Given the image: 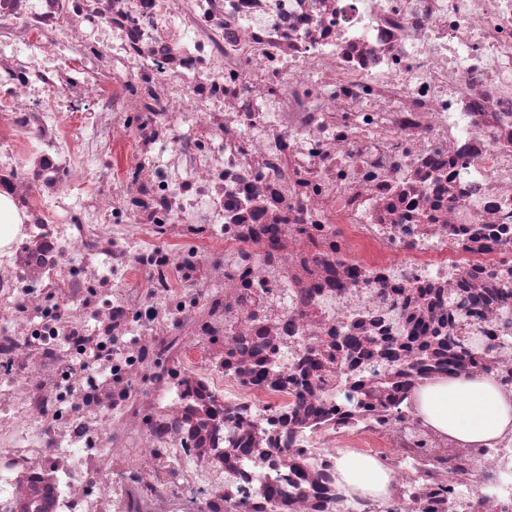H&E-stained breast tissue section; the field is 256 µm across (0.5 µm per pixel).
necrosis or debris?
Instances as JSON below:
<instances>
[{"label": "necrosis or debris", "instance_id": "obj_1", "mask_svg": "<svg viewBox=\"0 0 512 512\" xmlns=\"http://www.w3.org/2000/svg\"><path fill=\"white\" fill-rule=\"evenodd\" d=\"M2 197L0 512H512V0H0ZM416 397L426 423L464 444H485L512 432V397L490 377L459 375L421 388ZM340 473L350 489L366 495H377L384 492L391 482V477L387 472L367 459L347 460L342 464Z\"/></svg>", "mask_w": 512, "mask_h": 512}]
</instances>
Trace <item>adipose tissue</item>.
<instances>
[{"label": "adipose tissue", "instance_id": "ef3b65f1", "mask_svg": "<svg viewBox=\"0 0 512 512\" xmlns=\"http://www.w3.org/2000/svg\"><path fill=\"white\" fill-rule=\"evenodd\" d=\"M416 401L423 419L455 440L480 445L512 432V397L485 376L460 375L421 388ZM340 473L346 485L366 495L386 490L390 475L367 459L344 462Z\"/></svg>", "mask_w": 512, "mask_h": 512}]
</instances>
